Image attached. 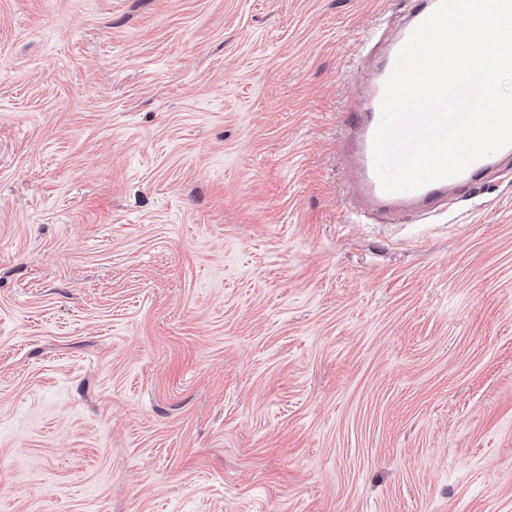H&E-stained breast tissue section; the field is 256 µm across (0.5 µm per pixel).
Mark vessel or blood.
Here are the masks:
<instances>
[{
    "label": "vessel or blood",
    "instance_id": "obj_1",
    "mask_svg": "<svg viewBox=\"0 0 512 512\" xmlns=\"http://www.w3.org/2000/svg\"><path fill=\"white\" fill-rule=\"evenodd\" d=\"M435 8L434 0H422L421 4L415 5L409 12V25L403 28L393 40L382 68L375 74L369 86L362 110L352 113L348 120V129L359 137V150L353 164L355 188L365 197L366 210L371 214L377 212L393 218L403 215L411 208H436L447 200L449 194L463 193L488 174L512 166V146H507L475 162L457 176L430 183L414 191L388 193L381 187L374 170L373 136L380 119V101L384 83L412 27L417 26Z\"/></svg>",
    "mask_w": 512,
    "mask_h": 512
}]
</instances>
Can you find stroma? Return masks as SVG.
<instances>
[{
	"label": "stroma",
	"instance_id": "stroma-1",
	"mask_svg": "<svg viewBox=\"0 0 512 512\" xmlns=\"http://www.w3.org/2000/svg\"><path fill=\"white\" fill-rule=\"evenodd\" d=\"M412 0H0V512H512V178L357 223Z\"/></svg>",
	"mask_w": 512,
	"mask_h": 512
}]
</instances>
